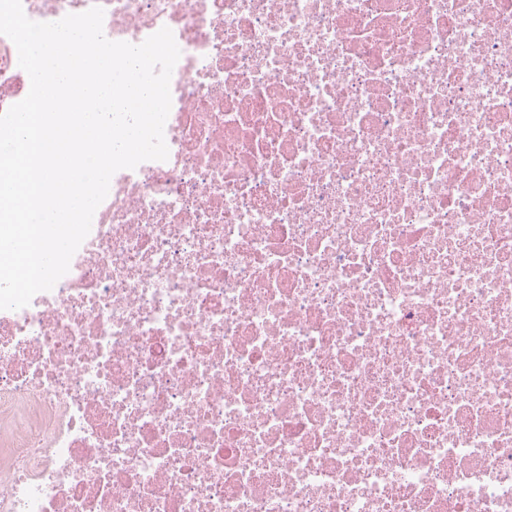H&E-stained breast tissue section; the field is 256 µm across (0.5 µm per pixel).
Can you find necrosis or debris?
<instances>
[{"label": "necrosis or debris", "mask_w": 512, "mask_h": 512, "mask_svg": "<svg viewBox=\"0 0 512 512\" xmlns=\"http://www.w3.org/2000/svg\"><path fill=\"white\" fill-rule=\"evenodd\" d=\"M22 4L181 55L0 311V512H512V0Z\"/></svg>", "instance_id": "4bbe7bcc"}]
</instances>
